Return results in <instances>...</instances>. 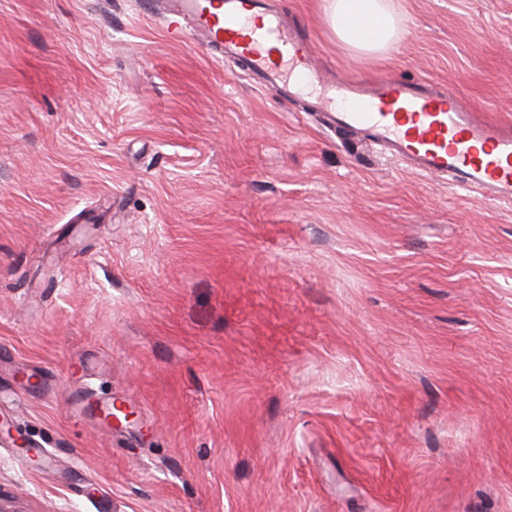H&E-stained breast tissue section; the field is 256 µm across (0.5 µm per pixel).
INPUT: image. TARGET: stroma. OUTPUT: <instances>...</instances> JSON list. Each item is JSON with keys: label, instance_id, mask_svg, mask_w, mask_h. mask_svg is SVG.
Here are the masks:
<instances>
[{"label": "stroma", "instance_id": "stroma-1", "mask_svg": "<svg viewBox=\"0 0 512 512\" xmlns=\"http://www.w3.org/2000/svg\"><path fill=\"white\" fill-rule=\"evenodd\" d=\"M279 6L326 75L512 119V0H398L379 59ZM3 420L20 512H512V203L355 151L136 0H0Z\"/></svg>", "mask_w": 512, "mask_h": 512}]
</instances>
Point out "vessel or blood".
<instances>
[{
  "label": "vessel or blood",
  "mask_w": 512,
  "mask_h": 512,
  "mask_svg": "<svg viewBox=\"0 0 512 512\" xmlns=\"http://www.w3.org/2000/svg\"><path fill=\"white\" fill-rule=\"evenodd\" d=\"M174 37H196L216 59L235 62L256 85L287 98L317 87L311 104L329 128L356 133L418 173L467 192L512 202V123L475 110L425 80H325L311 44L271 0H144Z\"/></svg>",
  "instance_id": "b4317fda"
}]
</instances>
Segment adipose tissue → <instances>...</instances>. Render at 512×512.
Masks as SVG:
<instances>
[{"mask_svg": "<svg viewBox=\"0 0 512 512\" xmlns=\"http://www.w3.org/2000/svg\"><path fill=\"white\" fill-rule=\"evenodd\" d=\"M325 19L337 40L361 55L384 57L404 36L391 0H322Z\"/></svg>", "mask_w": 512, "mask_h": 512, "instance_id": "1", "label": "adipose tissue"}]
</instances>
